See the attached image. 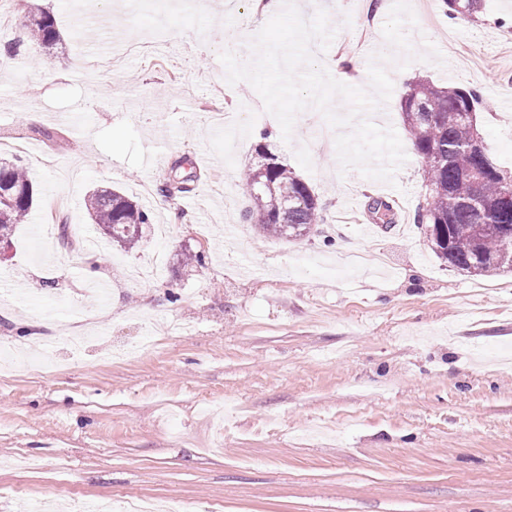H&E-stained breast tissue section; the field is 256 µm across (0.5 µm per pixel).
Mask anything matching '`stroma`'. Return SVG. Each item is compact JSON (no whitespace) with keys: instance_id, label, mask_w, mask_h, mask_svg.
<instances>
[{"instance_id":"stroma-1","label":"stroma","mask_w":512,"mask_h":512,"mask_svg":"<svg viewBox=\"0 0 512 512\" xmlns=\"http://www.w3.org/2000/svg\"><path fill=\"white\" fill-rule=\"evenodd\" d=\"M95 0L75 28L76 0H13L0 45V157L20 160L36 189L26 223L0 257V512L69 490L116 503L141 495L194 512H512V274L446 267L413 222L420 164L402 122L406 85L424 78L476 89L484 144L512 175V0H483L451 19L442 0L417 14L406 69L376 124L407 161L395 186L335 150L320 151L307 112L283 141L247 82L229 85L225 38L269 20L251 0ZM325 9L337 39L315 57L355 53L360 13L384 25L387 0H295ZM60 39L29 56L31 15ZM453 48L424 62L433 26ZM39 113L30 121V113ZM273 144L324 206L301 241L261 236L243 220L239 175L255 144ZM184 193L166 195L169 180ZM121 189L165 236L105 246L86 272L84 208ZM386 197L391 223L368 205ZM68 239H61V231ZM203 252L205 264L183 263ZM108 283L110 300L89 297ZM190 324L148 350L155 322ZM85 337L72 350L59 324Z\"/></svg>"}]
</instances>
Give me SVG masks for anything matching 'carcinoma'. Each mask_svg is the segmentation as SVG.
Returning <instances> with one entry per match:
<instances>
[{
    "label": "carcinoma",
    "instance_id": "1",
    "mask_svg": "<svg viewBox=\"0 0 512 512\" xmlns=\"http://www.w3.org/2000/svg\"><path fill=\"white\" fill-rule=\"evenodd\" d=\"M448 9L450 16H472L479 12L480 0H456ZM27 30L34 54L59 40L54 18L47 13L32 16ZM480 105L472 89L418 79L409 83L401 111L426 188L415 223L424 227L439 260L484 277L512 273V208L501 202L512 176L502 174L486 147H475L483 142L475 118ZM243 186L251 201L245 218L268 238L301 240L322 223L323 207L313 189L263 143L254 148ZM35 200L28 173L16 161L0 158V237H13ZM85 209L103 238L129 249L138 246L143 226L150 223L145 209L116 189L92 193ZM442 224L455 227L452 237L441 234Z\"/></svg>",
    "mask_w": 512,
    "mask_h": 512
}]
</instances>
